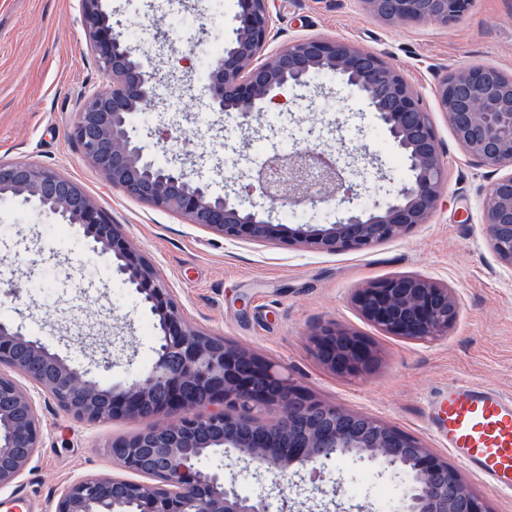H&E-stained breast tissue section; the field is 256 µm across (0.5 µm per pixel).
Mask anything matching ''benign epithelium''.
<instances>
[{
    "mask_svg": "<svg viewBox=\"0 0 512 512\" xmlns=\"http://www.w3.org/2000/svg\"><path fill=\"white\" fill-rule=\"evenodd\" d=\"M390 24L448 26L473 0H362ZM234 38L211 61L212 108L246 122L256 107L275 100L288 84L307 86L332 74L377 112L403 155L408 178L396 202L353 212L320 228L284 236L237 198L214 197L175 164L161 167L134 139L130 120L142 102L157 104L156 69L112 30L102 0H80L81 20L104 86L77 104L71 136L83 156L112 186L139 202L185 217L228 241L293 239L315 250H364L427 222L442 204L446 174L437 132L422 96L383 55L342 39L309 37L266 51L275 0H238ZM435 96L455 140L481 165L502 172L486 189L483 235L500 265L512 271V75L488 66L460 67L437 83ZM247 195L271 207L305 204L313 210L353 204L345 169L334 155L307 146L276 154L250 171ZM0 196L21 197L79 224L94 248L112 257L125 281L158 317L159 345L152 362L123 387H105L23 332L0 322V489L20 477L42 439L35 400L17 384L21 373L79 422L116 418L148 422L115 439L112 460L149 479L86 476L70 484L55 512H269L268 497L239 494L224 485V470L205 459L234 448L269 473L317 469L338 456L379 459L406 477L400 512H487L457 470L420 442L378 420L309 396L279 366L226 343L215 347L190 329L164 281L123 233L74 181L24 160H0ZM353 304L391 336L432 340L448 335L459 301L446 285L418 274L397 275L358 290ZM317 360L338 374L372 371L376 355L364 336L337 322L309 335ZM275 408L263 421L258 413Z\"/></svg>",
    "mask_w": 512,
    "mask_h": 512,
    "instance_id": "7a95c632",
    "label": "benign epithelium"
}]
</instances>
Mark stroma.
<instances>
[{"mask_svg": "<svg viewBox=\"0 0 512 512\" xmlns=\"http://www.w3.org/2000/svg\"><path fill=\"white\" fill-rule=\"evenodd\" d=\"M278 5L270 49L305 37L347 40L385 56L421 94L447 176L444 201L427 223L362 251L319 252L284 240L233 242L107 183L69 136L77 99L103 84L78 0H0V159L28 160L76 182L158 269L190 328L279 365L315 399L398 428L457 468L488 512H512V495L487 487L450 455L429 417L460 379L512 394V273L500 266L481 227L483 190L495 175L464 153L434 95L438 80L455 68L487 65L512 75V0H474L448 27H393L362 0ZM103 8L115 30L137 22L146 28L135 49L159 70L161 105L138 124L137 136L157 165L178 161L212 194L240 197L249 169L284 147L313 144L347 166L358 209L395 202L408 176L404 162L375 112L341 81L322 76L307 87L278 89L275 103L262 105L247 125L211 108L208 73L197 58L210 42L231 38L237 0H224L215 16L197 0H103ZM175 10L197 21L175 36L174 50L159 51L155 37ZM172 132L184 143L162 147ZM247 138L252 148L244 156L239 147ZM54 221L19 199L0 210V225L8 227L0 234V321L22 323L50 352L77 366L111 356V370L96 377L109 387L123 385L153 359L157 319L82 226L68 225L65 236L55 237L48 231ZM407 273L456 293L459 316L447 336H390L354 308L355 290ZM328 321L371 341L377 363L370 374L339 375L315 358L308 336ZM17 381L36 402L43 439L19 480L0 490V512H13L21 497L34 512H55L76 479L119 474L107 447L142 429L143 421L79 423L27 377ZM210 465L223 467L225 481L241 494L272 489L273 507L284 504L290 512H383V493L402 496L382 465L350 457L322 469L320 495L311 493L305 470L292 467L275 477L220 452Z\"/></svg>", "mask_w": 512, "mask_h": 512, "instance_id": "1", "label": "stroma"}]
</instances>
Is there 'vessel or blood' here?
Returning <instances> with one entry per match:
<instances>
[{
    "label": "vessel or blood",
    "instance_id": "b4317fda",
    "mask_svg": "<svg viewBox=\"0 0 512 512\" xmlns=\"http://www.w3.org/2000/svg\"><path fill=\"white\" fill-rule=\"evenodd\" d=\"M435 424L449 450L480 480L512 494V396L483 384L448 387Z\"/></svg>",
    "mask_w": 512,
    "mask_h": 512
}]
</instances>
